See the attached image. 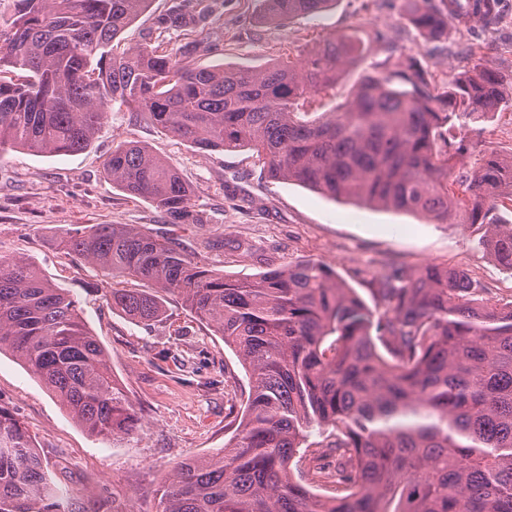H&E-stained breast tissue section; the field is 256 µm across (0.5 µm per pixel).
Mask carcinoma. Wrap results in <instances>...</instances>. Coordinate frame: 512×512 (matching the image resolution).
<instances>
[{"label": "carcinoma", "instance_id": "obj_1", "mask_svg": "<svg viewBox=\"0 0 512 512\" xmlns=\"http://www.w3.org/2000/svg\"><path fill=\"white\" fill-rule=\"evenodd\" d=\"M151 0H0V156L87 149L119 103L199 150L252 151L267 178L333 200L431 222L479 225L474 245L512 274V153L473 154L461 130L512 109V73L480 62L436 86L411 57L364 71L338 112H306L362 62L379 33L336 32L299 60L200 67L217 43L170 52L163 38L206 19L179 0L139 43L115 40ZM262 22L317 18L336 0H264ZM432 41L448 25H495L499 0H404ZM112 184L169 224H207L176 167L137 142L105 166ZM63 249L112 277L107 304L129 319L166 295L239 358L250 390L235 434L173 467L162 512H512V302L489 305L443 264L378 280L383 312L326 264L302 260L219 275L131 224H90ZM130 281L146 284L129 288ZM32 369L91 434L137 425L109 355L69 290L33 262L0 257V354ZM322 440L308 442L312 432ZM336 457V467L325 463ZM0 512H74L34 437L0 405Z\"/></svg>", "mask_w": 512, "mask_h": 512}]
</instances>
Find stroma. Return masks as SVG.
Returning <instances> with one entry per match:
<instances>
[{
  "instance_id": "stroma-1",
  "label": "stroma",
  "mask_w": 512,
  "mask_h": 512,
  "mask_svg": "<svg viewBox=\"0 0 512 512\" xmlns=\"http://www.w3.org/2000/svg\"><path fill=\"white\" fill-rule=\"evenodd\" d=\"M261 8V0H218L191 36L223 42L224 51L201 54L199 65L258 68L285 57L299 59L337 31L382 34L364 65L347 68L334 90L315 96L314 112L337 110L363 71H387L398 49L440 84L482 57L496 69L512 70V0H503L496 26L469 30L452 24L442 42L416 32L402 0H338L313 20L259 26ZM464 134L481 147L510 153L512 112L495 113ZM132 140L177 167L209 223H166L150 202L112 185L103 174L104 162L117 143ZM88 224L138 225L180 243L207 269L235 276L302 259L320 261L367 301L373 278L391 262L411 270L429 263L460 268L481 283L485 302L512 301V277L473 244L477 227L432 224L269 180L251 151H200L122 108H113L81 153L10 151L0 156V255L34 262L70 290L138 418L137 429L123 438L91 435L37 375L11 355H0V404L25 423L49 464L64 466L65 489L77 512H161L162 486L172 466L223 448L249 390L235 353L178 297H168L164 317L147 325L108 307L111 278L56 247L58 237ZM216 238L223 239V248H205L206 240Z\"/></svg>"
}]
</instances>
